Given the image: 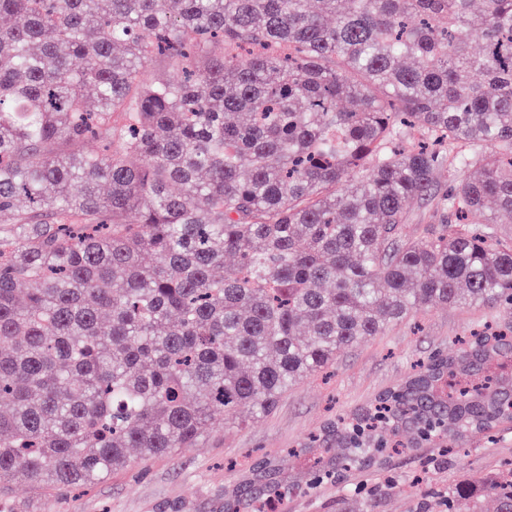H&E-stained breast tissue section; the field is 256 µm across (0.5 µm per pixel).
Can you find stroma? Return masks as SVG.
I'll return each instance as SVG.
<instances>
[{
  "label": "stroma",
  "instance_id": "obj_1",
  "mask_svg": "<svg viewBox=\"0 0 512 512\" xmlns=\"http://www.w3.org/2000/svg\"><path fill=\"white\" fill-rule=\"evenodd\" d=\"M488 306L424 307L343 350L325 372L289 389L275 409L240 430L225 431L216 416L194 447L114 471L107 479L39 498L21 484L6 492L28 512H253L248 491L261 471L282 485L308 476L288 451L323 433L337 416L355 413L381 392L401 383L412 363L454 351V341L474 324L496 318ZM512 462V424L494 439L473 436L465 456L448 460L434 445L409 449L386 463L357 471L341 482H324L286 501L284 512H416L423 499L440 496L470 474L499 472Z\"/></svg>",
  "mask_w": 512,
  "mask_h": 512
}]
</instances>
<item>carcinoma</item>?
<instances>
[{
    "mask_svg": "<svg viewBox=\"0 0 512 512\" xmlns=\"http://www.w3.org/2000/svg\"><path fill=\"white\" fill-rule=\"evenodd\" d=\"M474 2L0 0V493L101 481L131 448L173 456L219 414L238 430L435 304L500 321L288 454L312 487L378 441L458 458L497 427L512 242L448 215L512 212V0H480L476 29ZM149 55L165 78L141 77ZM485 141L497 155L455 151ZM449 156L478 174L445 192ZM418 200L440 216L424 239L405 231ZM285 498L268 482L254 512ZM488 501L512 512L511 467L440 505Z\"/></svg>",
    "mask_w": 512,
    "mask_h": 512,
    "instance_id": "obj_1",
    "label": "carcinoma"
}]
</instances>
